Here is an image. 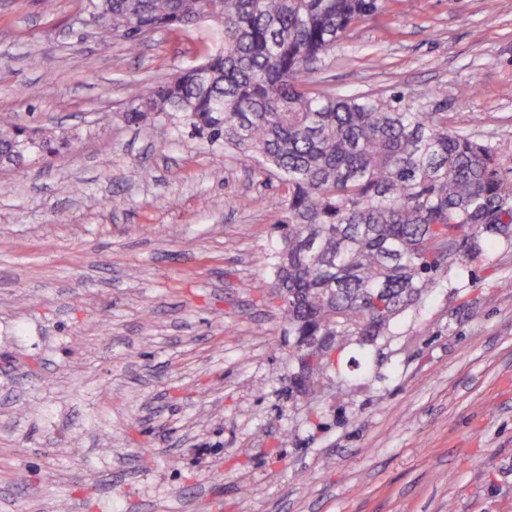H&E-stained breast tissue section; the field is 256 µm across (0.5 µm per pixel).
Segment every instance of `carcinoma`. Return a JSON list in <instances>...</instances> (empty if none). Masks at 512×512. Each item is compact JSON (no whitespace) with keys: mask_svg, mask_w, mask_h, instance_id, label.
Listing matches in <instances>:
<instances>
[{"mask_svg":"<svg viewBox=\"0 0 512 512\" xmlns=\"http://www.w3.org/2000/svg\"><path fill=\"white\" fill-rule=\"evenodd\" d=\"M386 0H89L88 17L137 51L143 34L220 24L203 62L133 88L127 120L179 118L208 146L256 157L288 184L281 245L259 258L290 336H331L307 383L348 382L340 353L378 340L439 278L512 247V177L495 147L401 95L329 94L311 65ZM53 152L0 130V162Z\"/></svg>","mask_w":512,"mask_h":512,"instance_id":"obj_1","label":"carcinoma"}]
</instances>
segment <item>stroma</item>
I'll return each instance as SVG.
<instances>
[{
  "label": "stroma",
  "instance_id": "stroma-1",
  "mask_svg": "<svg viewBox=\"0 0 512 512\" xmlns=\"http://www.w3.org/2000/svg\"><path fill=\"white\" fill-rule=\"evenodd\" d=\"M87 0H0V128L66 137L0 164V512H512V249L442 279L346 389L288 390L259 257L287 188L130 90L216 27L136 53ZM320 89L448 115L512 169V0H388Z\"/></svg>",
  "mask_w": 512,
  "mask_h": 512
}]
</instances>
